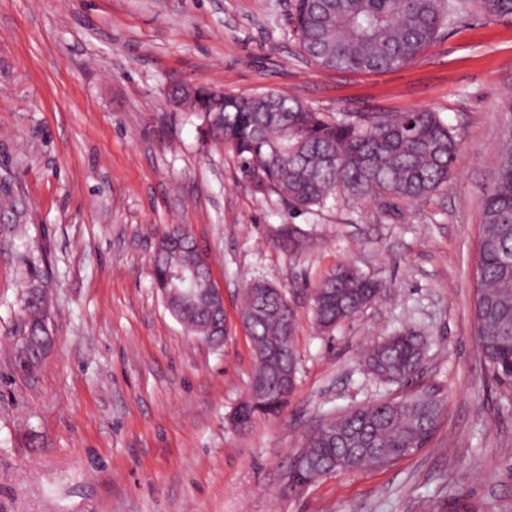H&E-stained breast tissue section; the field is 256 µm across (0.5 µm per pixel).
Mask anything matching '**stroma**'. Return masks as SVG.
<instances>
[{
    "instance_id": "obj_1",
    "label": "stroma",
    "mask_w": 512,
    "mask_h": 512,
    "mask_svg": "<svg viewBox=\"0 0 512 512\" xmlns=\"http://www.w3.org/2000/svg\"><path fill=\"white\" fill-rule=\"evenodd\" d=\"M293 13L294 0H0V180L26 204L0 233V512H512V400L473 325L482 200L512 132V15L466 17L398 70L337 72L303 54ZM174 80L330 113L429 109L459 153L412 213L339 197L294 217L170 106ZM288 223L305 250L283 247ZM175 226L224 292L221 346L189 336L154 285ZM342 264L391 293L326 334L307 287ZM254 279L288 291L299 372L283 413L239 429ZM34 283L55 344L26 376L14 353ZM403 327L427 337L419 380L446 401L432 441L289 488L306 435L388 396L364 352Z\"/></svg>"
}]
</instances>
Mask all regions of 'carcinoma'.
<instances>
[{"label":"carcinoma","instance_id":"cac0c4a2","mask_svg":"<svg viewBox=\"0 0 512 512\" xmlns=\"http://www.w3.org/2000/svg\"><path fill=\"white\" fill-rule=\"evenodd\" d=\"M477 9L489 17L512 15V0H296L294 34L303 52L319 66L335 71L380 72L402 68L424 51L444 26ZM195 116L214 141L235 156L242 178L255 193L272 194L296 211L324 206L337 195L372 199L380 209L401 213L448 184L459 142L439 113L427 109L387 112H318L303 102L267 92L253 96L206 95L196 101ZM497 178L486 193L478 239L474 324L478 349L498 384L512 391V135L497 150ZM0 204L18 223L24 213L8 185ZM288 248L305 245L296 224L282 229ZM193 249L161 248L152 266L153 280L170 299L188 334L213 331L224 341V317L212 315L199 284L169 281L170 272L189 265ZM312 314L329 332L386 296L388 288L349 265L332 269L309 289ZM45 297L36 288L23 300L25 335L16 367L37 364L48 340L41 331ZM240 317L255 345L270 354L256 362L254 375L265 379L264 408L246 403L237 410V427L255 414L276 415L297 383V314L285 292L254 280L242 295ZM427 345L412 331L396 332L365 354L366 374L381 385H401L419 374ZM289 375L288 384L280 374ZM444 401L435 389H414L335 416L303 442L302 465L292 479L309 483L337 470L390 466L433 437Z\"/></svg>","mask_w":512,"mask_h":512}]
</instances>
